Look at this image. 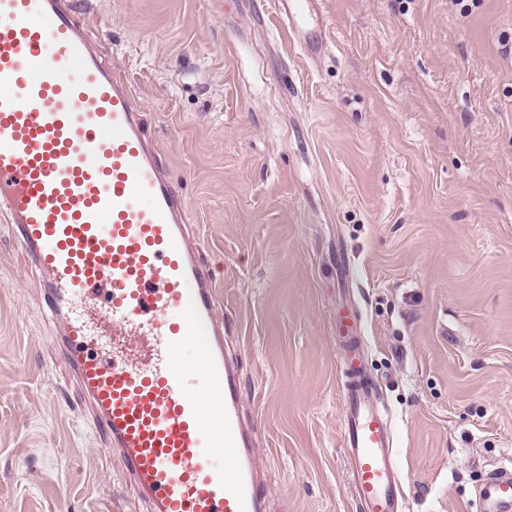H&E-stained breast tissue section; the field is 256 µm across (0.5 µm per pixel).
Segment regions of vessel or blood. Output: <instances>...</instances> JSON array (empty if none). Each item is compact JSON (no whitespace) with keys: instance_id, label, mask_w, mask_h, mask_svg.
Wrapping results in <instances>:
<instances>
[{"instance_id":"1","label":"vessel or blood","mask_w":512,"mask_h":512,"mask_svg":"<svg viewBox=\"0 0 512 512\" xmlns=\"http://www.w3.org/2000/svg\"><path fill=\"white\" fill-rule=\"evenodd\" d=\"M317 0H274L304 22ZM0 203L48 284L55 343L92 420L151 512H266L241 422L238 369L224 350L214 279L187 230L144 117L76 0H0ZM147 337L134 364L78 308ZM353 306L336 314L347 378L343 447L358 512H398L392 425L362 376ZM205 337L193 363L181 352ZM199 374L205 392L189 385ZM221 412L204 411V394ZM481 512H512V469L492 471Z\"/></svg>"}]
</instances>
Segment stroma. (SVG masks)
<instances>
[{"label": "stroma", "instance_id": "1", "mask_svg": "<svg viewBox=\"0 0 512 512\" xmlns=\"http://www.w3.org/2000/svg\"><path fill=\"white\" fill-rule=\"evenodd\" d=\"M215 275L268 512H358L336 302L395 429L401 512L512 463V0H91ZM0 212V512H144ZM318 0H275L273 1L276 12L289 23L295 24L300 32L301 22H304L306 11L310 12Z\"/></svg>", "mask_w": 512, "mask_h": 512}]
</instances>
